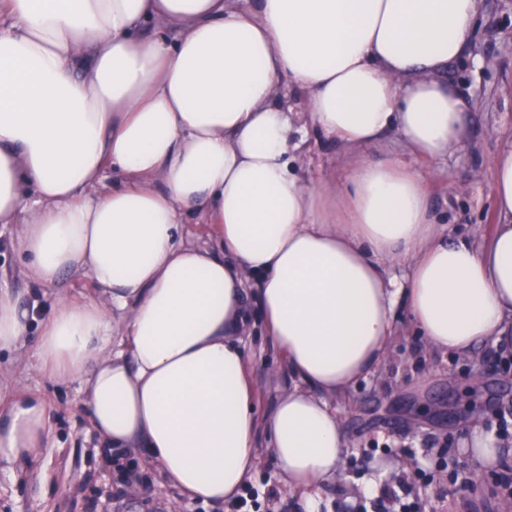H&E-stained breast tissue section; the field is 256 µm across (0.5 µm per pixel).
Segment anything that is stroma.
Returning <instances> with one entry per match:
<instances>
[{
	"label": "stroma",
	"mask_w": 512,
	"mask_h": 512,
	"mask_svg": "<svg viewBox=\"0 0 512 512\" xmlns=\"http://www.w3.org/2000/svg\"><path fill=\"white\" fill-rule=\"evenodd\" d=\"M447 80L468 101L462 146L436 162L409 154L397 134L366 148V156H393L420 171L437 223L478 245L499 213L493 195L494 162L512 140V0H481L463 57ZM349 161L335 141L306 138L304 168L312 177H339ZM19 225L0 224V291L21 303L51 307L50 290L23 275L16 242ZM244 341L247 374L267 413L288 385V370L253 315ZM28 389L52 409L50 438L39 465L23 474L0 472V512H231L228 503L184 499L137 452L108 454L90 426L78 382H58L35 363L31 347L0 353V400ZM347 443L343 472L322 485L319 512H376L385 487H405L412 512H503L512 498V345L489 337L472 352H429L405 306L385 362L336 398ZM466 423H459L458 414ZM503 451L495 463L471 458L470 420ZM376 488H368V481ZM259 512H309L303 493L288 490L270 459L249 482Z\"/></svg>",
	"instance_id": "obj_1"
}]
</instances>
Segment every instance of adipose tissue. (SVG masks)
I'll return each instance as SVG.
<instances>
[{
    "instance_id": "1",
    "label": "adipose tissue",
    "mask_w": 512,
    "mask_h": 512,
    "mask_svg": "<svg viewBox=\"0 0 512 512\" xmlns=\"http://www.w3.org/2000/svg\"><path fill=\"white\" fill-rule=\"evenodd\" d=\"M478 0H0V223L20 225L39 288L89 276L38 318L0 293V352L76 381L95 431L184 496L231 501L258 466L286 485L336 479L330 404L386 360L398 302L428 348L512 335V143L495 161L502 221L445 238L420 174L362 148L397 132L436 160L467 133L442 80ZM309 94L281 104V80ZM350 153L343 182L305 178L308 127ZM217 245L191 241L190 216ZM409 262L406 282L395 265ZM259 312L288 366L257 411L243 335ZM46 400L0 411V471L34 464Z\"/></svg>"
}]
</instances>
